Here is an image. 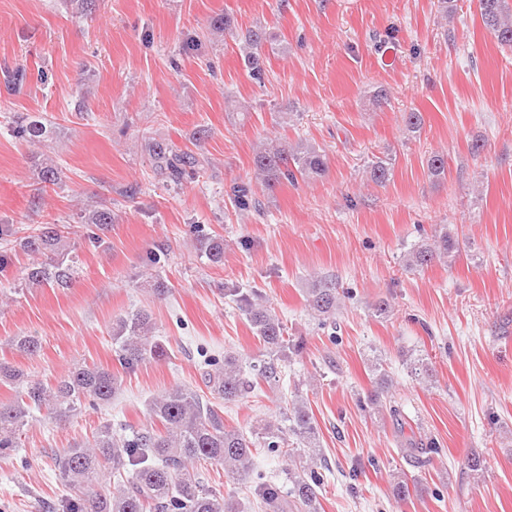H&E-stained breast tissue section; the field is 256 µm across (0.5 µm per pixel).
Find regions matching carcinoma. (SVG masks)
<instances>
[{
    "label": "carcinoma",
    "mask_w": 512,
    "mask_h": 512,
    "mask_svg": "<svg viewBox=\"0 0 512 512\" xmlns=\"http://www.w3.org/2000/svg\"><path fill=\"white\" fill-rule=\"evenodd\" d=\"M484 26L502 46L512 45V7L508 0H478ZM240 42L243 63L250 77L262 84L267 78L262 49L270 41L266 32L255 27L236 35ZM28 69L19 68L7 75L9 90L18 91L29 81ZM54 133L53 124L41 116H22L12 122L11 134L26 143H38ZM154 171L166 183L178 185L193 179L208 165V160L175 145L163 142L148 144ZM256 178L267 193L287 182L298 179H316L325 175L328 163L325 153L313 144L288 143L271 139L264 143L253 157ZM429 176L435 180L445 177L447 159L435 154L428 158ZM39 180L47 186L62 181V169L51 158L36 163ZM371 181L384 185L392 179L393 163L388 157H377L369 165ZM236 207L241 211L261 212V201L251 185L242 183L233 187ZM81 223L87 225L90 243L102 242L101 234L114 221L112 209L107 206L83 210ZM191 230L201 238L209 261H224V238L211 236L199 224ZM19 247L30 257L22 271L25 288L51 286L67 288L75 278L78 256L66 244L59 224H42L38 232L24 237ZM459 241L444 228L424 236L405 255V266L422 270L435 261L455 256ZM242 310L256 337L266 350V357L250 364L246 373L240 359L228 355L208 360L206 386L212 398L198 392L175 386L150 402V411L161 428L141 430L131 436L112 431V426H101L86 446L77 445L54 455V467L59 478L77 489L78 494L58 504L59 512H245V504L211 489L193 470V464L202 459L224 466V476L232 481L251 483L253 497L270 512H320V496L328 483L330 471L319 445L315 418L307 403L297 398L286 413L288 428L281 424L265 423L251 434L224 426V416L212 399L234 402L254 387L265 382L272 386L280 381L285 363L303 350V340L286 335L283 321L272 312L256 291L226 288ZM351 291L341 289L332 281L314 280L305 292L307 309L327 326L336 309ZM155 323L151 310L131 311L112 323V345L123 370H130L147 361L166 355L164 347L154 336ZM17 351L35 355L41 348L34 336H18L14 340ZM374 388L366 396L367 404L378 407L388 394L391 378L383 361H370ZM0 381L21 386L19 398L0 405V454H8L20 447L22 435L33 422L34 413L48 411L54 420L65 423L88 407L105 404L120 385L117 373L109 368L92 365L75 366L47 385L32 381L8 362H0ZM295 446L288 447V438ZM433 441L407 439L403 453L415 464L430 461L437 453ZM281 456L288 459V472L282 482L267 478L257 470L256 455ZM125 476V481L113 489L100 487L90 491L84 487L98 482L106 470Z\"/></svg>",
    "instance_id": "cac0c4a2"
}]
</instances>
